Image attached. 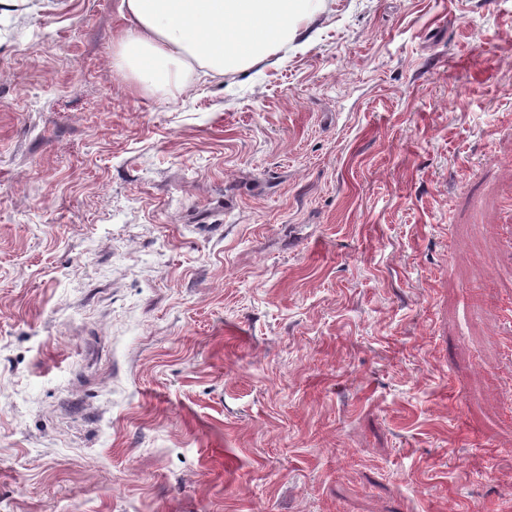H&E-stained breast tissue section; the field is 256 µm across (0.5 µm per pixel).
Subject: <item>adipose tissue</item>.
<instances>
[{
    "mask_svg": "<svg viewBox=\"0 0 512 512\" xmlns=\"http://www.w3.org/2000/svg\"><path fill=\"white\" fill-rule=\"evenodd\" d=\"M310 0H121L116 65L142 91L243 72L301 33Z\"/></svg>",
    "mask_w": 512,
    "mask_h": 512,
    "instance_id": "1",
    "label": "adipose tissue"
}]
</instances>
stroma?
Segmentation results:
<instances>
[{
  "mask_svg": "<svg viewBox=\"0 0 512 512\" xmlns=\"http://www.w3.org/2000/svg\"><path fill=\"white\" fill-rule=\"evenodd\" d=\"M120 7L0 0V512H512V0L174 96Z\"/></svg>",
  "mask_w": 512,
  "mask_h": 512,
  "instance_id": "35a3bbf8",
  "label": "stroma"
}]
</instances>
